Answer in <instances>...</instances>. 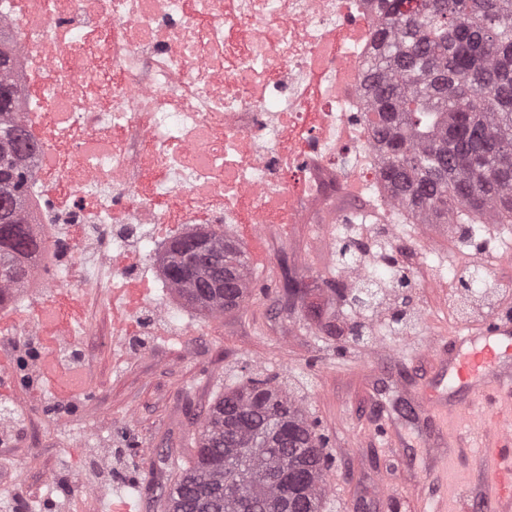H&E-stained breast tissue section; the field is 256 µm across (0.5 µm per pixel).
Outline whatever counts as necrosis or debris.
<instances>
[{
    "label": "necrosis or debris",
    "instance_id": "4bbe7bcc",
    "mask_svg": "<svg viewBox=\"0 0 512 512\" xmlns=\"http://www.w3.org/2000/svg\"><path fill=\"white\" fill-rule=\"evenodd\" d=\"M370 0H24L0 7L14 34L11 80L48 76L38 102L15 106L43 150L28 204L47 248L29 286L82 251L85 281L99 266L131 297L114 311L120 336L139 319L149 262L166 286L158 319L176 316L167 287L170 235L212 224L261 231L295 224L333 169L356 198L380 193L378 157L358 115L353 76L373 30ZM65 207L46 221L50 175ZM90 223L96 247L62 239L52 223ZM152 224L157 235L138 234Z\"/></svg>",
    "mask_w": 512,
    "mask_h": 512
}]
</instances>
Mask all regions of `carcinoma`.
I'll use <instances>...</instances> for the list:
<instances>
[{"label":"carcinoma","instance_id":"1","mask_svg":"<svg viewBox=\"0 0 512 512\" xmlns=\"http://www.w3.org/2000/svg\"><path fill=\"white\" fill-rule=\"evenodd\" d=\"M380 26L360 65L362 113L379 153L378 179L404 215L424 224H512V0H375ZM11 42L0 40V303L25 287L46 245L25 211L39 144L13 112ZM176 238L165 272L185 304L240 309L249 258L219 229ZM360 310L376 284L338 288ZM331 458L277 377L224 391L200 422L194 459L178 467L163 512H325Z\"/></svg>","mask_w":512,"mask_h":512}]
</instances>
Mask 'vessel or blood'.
<instances>
[{"label":"vessel or blood","mask_w":512,"mask_h":512,"mask_svg":"<svg viewBox=\"0 0 512 512\" xmlns=\"http://www.w3.org/2000/svg\"><path fill=\"white\" fill-rule=\"evenodd\" d=\"M442 382L430 391L407 395L402 409L437 461L448 458L447 419L481 422L485 454L495 463L487 480L499 502L512 503V413L497 400L512 393V319L488 324L483 335L462 332L442 349Z\"/></svg>","instance_id":"1"}]
</instances>
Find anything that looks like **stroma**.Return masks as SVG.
<instances>
[{
	"mask_svg": "<svg viewBox=\"0 0 512 512\" xmlns=\"http://www.w3.org/2000/svg\"><path fill=\"white\" fill-rule=\"evenodd\" d=\"M325 181L335 192L326 208H304L297 224L267 225L257 244L239 234L254 292L243 308L221 318L189 308L165 322L146 309L138 339L113 335L112 268L103 267L87 284L76 264L53 276L36 300L0 307V347L24 338L31 321L63 307L72 324L89 330L66 344L51 342L54 366L43 391L28 390L19 376L7 377L10 400L0 412L12 418L13 430L11 443L0 446V512L21 489L37 495L29 512H59L62 499L69 512H83L76 488L90 478L66 464L78 446L117 457L115 473L97 485V505L124 499L139 503L142 512H163L157 489L174 479V463L194 455L205 411L226 388L260 372L278 376L303 396L327 440L334 459L327 512H433L455 492L463 512H472L474 502L489 495L477 477L492 466L477 422L449 423V434H460L463 448L453 468L432 471L429 449L405 416L397 418L405 447H388L379 436L371 390L374 367L384 363L389 382L383 400L397 409L402 394L434 382L435 344L458 331H483L488 314L459 308L457 278L483 244L512 248V224L477 225L474 240L464 244L445 224L421 232L400 223L395 259L415 283L412 316L403 326L366 324L364 339L355 341L349 334L354 313L327 284L340 273L334 222L358 202L336 174H326ZM289 280L303 290L293 303L283 291ZM71 344L81 349L87 370L76 385L60 380L72 371L64 357Z\"/></svg>",
	"mask_w": 512,
	"mask_h": 512,
	"instance_id": "obj_1",
	"label": "stroma"
}]
</instances>
